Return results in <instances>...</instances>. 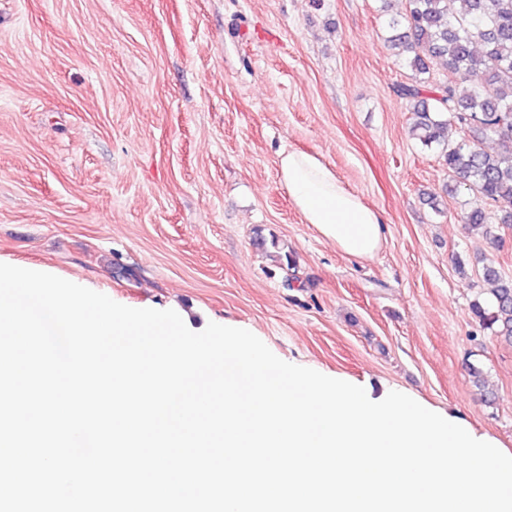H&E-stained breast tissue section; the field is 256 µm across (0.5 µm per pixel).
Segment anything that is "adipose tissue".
<instances>
[{
	"label": "adipose tissue",
	"instance_id": "ef3b65f1",
	"mask_svg": "<svg viewBox=\"0 0 512 512\" xmlns=\"http://www.w3.org/2000/svg\"><path fill=\"white\" fill-rule=\"evenodd\" d=\"M279 175L304 223L347 255L369 258L378 252L382 244L379 212L347 189L317 155L283 153Z\"/></svg>",
	"mask_w": 512,
	"mask_h": 512
}]
</instances>
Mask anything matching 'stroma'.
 Returning a JSON list of instances; mask_svg holds the SVG:
<instances>
[{
    "instance_id": "obj_1",
    "label": "stroma",
    "mask_w": 512,
    "mask_h": 512,
    "mask_svg": "<svg viewBox=\"0 0 512 512\" xmlns=\"http://www.w3.org/2000/svg\"><path fill=\"white\" fill-rule=\"evenodd\" d=\"M379 6L0 0V263L175 310L194 332L249 330L286 362L376 401L419 398L512 451V344L471 309L486 263L512 275V226L467 230L490 204L448 193L412 136L393 93L412 72ZM290 150L378 209L375 256L303 223L279 176Z\"/></svg>"
}]
</instances>
